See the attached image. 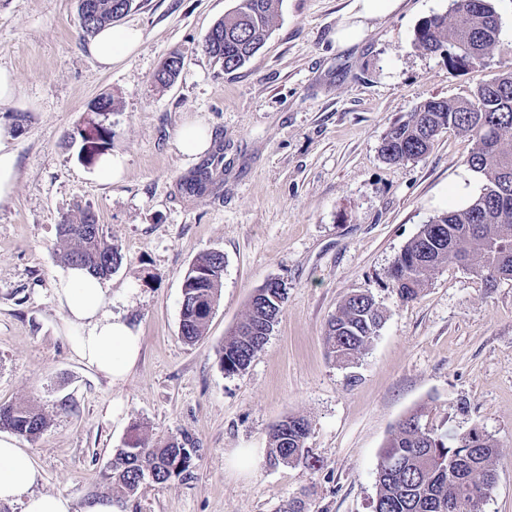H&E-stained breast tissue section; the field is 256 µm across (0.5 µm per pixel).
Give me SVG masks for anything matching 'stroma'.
Here are the masks:
<instances>
[{
    "label": "stroma",
    "instance_id": "obj_1",
    "mask_svg": "<svg viewBox=\"0 0 512 512\" xmlns=\"http://www.w3.org/2000/svg\"><path fill=\"white\" fill-rule=\"evenodd\" d=\"M352 0H280L262 48L224 71L202 45L237 0H135L123 22L142 29L140 52L104 70L87 54L78 0H0V67L11 70L19 123L18 177L0 206V404H32L49 419L18 438L41 473L36 490L83 506L116 498L104 477L133 424L153 441L190 436L191 480L143 485L126 512H372L381 449L398 422L460 434L477 428L499 445L498 480L485 512H512V280L488 286L471 269L436 271L412 301L387 272L430 218L448 208L469 138L445 129L422 158L386 162L383 136L425 100L468 97L512 59V0H491L495 48L450 68L415 44L420 22L452 0H403L369 21L361 43L333 36ZM183 57L170 86L155 75ZM111 98L121 181L102 182L77 160L74 138L91 102ZM203 121L210 152L174 146L178 128ZM206 170L197 187L192 178ZM92 212L121 267L108 278L111 310L140 330V359L123 383L72 355L53 286L64 268L58 226ZM224 255L220 299L205 336L179 335L182 279L200 256ZM287 288L283 313L240 373L220 364L224 338L255 289ZM353 291L371 294L385 322L352 364L337 363L325 326ZM307 418L315 467L268 462L271 427Z\"/></svg>",
    "mask_w": 512,
    "mask_h": 512
}]
</instances>
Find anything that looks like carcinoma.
<instances>
[{"instance_id": "carcinoma-1", "label": "carcinoma", "mask_w": 512, "mask_h": 512, "mask_svg": "<svg viewBox=\"0 0 512 512\" xmlns=\"http://www.w3.org/2000/svg\"><path fill=\"white\" fill-rule=\"evenodd\" d=\"M134 0H79V25L87 35L116 22V7ZM279 0H239L235 9L214 24L205 39V51L234 71L263 45L277 12ZM499 18L490 0H453V22L440 15L419 24L415 44L427 53L448 55L456 67L482 60L498 42ZM182 56L172 53L156 73L164 85L179 76ZM106 111L94 116L79 130V160L88 166L99 161L112 146V99L101 97L92 106ZM452 128L468 137L473 148L466 159L469 168L484 174L486 183L468 207L450 209L423 225L402 250L387 273L389 285L404 301L417 298L429 277L449 264L475 270L487 284L512 275V62L500 74L478 86L462 100L431 98L416 112L394 124L384 135L380 152L389 162L415 160L431 149L442 129ZM64 244L63 259L69 265L107 277L123 257L108 241L95 216L83 211L58 225ZM224 254L209 252L187 269L182 287L179 332L194 343L204 336L207 322L220 297ZM287 298L285 285L270 280L256 290L244 319L224 341L220 357L224 371L245 370L267 341L260 333L273 331ZM383 311L363 292L346 296L327 322L325 343L329 355L348 364L367 350L378 336ZM424 411L416 410L402 420L383 446L377 464L374 512H478L497 482L492 459L498 444L488 434L472 429L465 434L437 432L422 424ZM293 425L279 422L269 434V460L273 464L315 466L317 460L306 446L309 423L292 417ZM29 440L48 427L44 412L28 404L0 405V428ZM192 439L150 444L132 430L125 446L112 457L106 479L121 489L117 506L125 509L148 481L163 487L174 478L191 476Z\"/></svg>"}]
</instances>
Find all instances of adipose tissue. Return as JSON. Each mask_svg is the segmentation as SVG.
<instances>
[{"label":"adipose tissue","mask_w":512,"mask_h":512,"mask_svg":"<svg viewBox=\"0 0 512 512\" xmlns=\"http://www.w3.org/2000/svg\"><path fill=\"white\" fill-rule=\"evenodd\" d=\"M401 2L354 0L336 27L337 48L360 42L368 21L393 12ZM143 43L140 28L109 25L92 37L88 51L99 66L109 68L137 55ZM109 292L105 279L76 266L62 270L54 288L74 357L118 384L137 365L142 338L127 318L109 310ZM39 479L31 453L18 447L11 436L0 435V502L20 505L22 512H115L114 504L106 497L89 499L78 508L72 498L36 492Z\"/></svg>","instance_id":"ef3b65f1"}]
</instances>
